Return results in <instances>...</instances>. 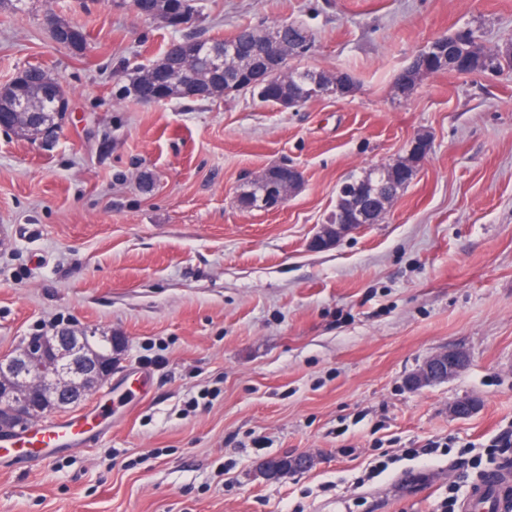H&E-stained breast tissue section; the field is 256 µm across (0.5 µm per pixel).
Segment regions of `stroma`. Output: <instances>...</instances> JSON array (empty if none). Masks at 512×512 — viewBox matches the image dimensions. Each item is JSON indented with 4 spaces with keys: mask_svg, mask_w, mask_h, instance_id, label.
Here are the masks:
<instances>
[{
    "mask_svg": "<svg viewBox=\"0 0 512 512\" xmlns=\"http://www.w3.org/2000/svg\"><path fill=\"white\" fill-rule=\"evenodd\" d=\"M193 31L298 23L295 64L354 89L279 112L240 92L147 104L138 67L173 36L131 0H31L0 9V86L57 74L70 101L44 147L0 130V354L26 336L124 337L85 401L106 432L84 448L0 469V512H441L471 480L454 454L512 426V69L399 73L430 41L474 30L512 47V0H199ZM87 36L57 44L50 16ZM429 154L390 213L312 248L351 176ZM294 164L276 212L236 197ZM465 369L405 385L432 353ZM477 401L465 418L449 404ZM439 441L448 456H413ZM311 468L263 475L271 456ZM388 469L359 484L381 458Z\"/></svg>",
    "mask_w": 512,
    "mask_h": 512,
    "instance_id": "stroma-1",
    "label": "stroma"
}]
</instances>
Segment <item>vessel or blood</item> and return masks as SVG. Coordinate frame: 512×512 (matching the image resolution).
<instances>
[{
	"label": "vessel or blood",
	"mask_w": 512,
	"mask_h": 512,
	"mask_svg": "<svg viewBox=\"0 0 512 512\" xmlns=\"http://www.w3.org/2000/svg\"><path fill=\"white\" fill-rule=\"evenodd\" d=\"M102 433L95 413L50 420L35 430L0 438V467H10L92 442ZM464 512H512V467L486 472L471 487Z\"/></svg>",
	"instance_id": "obj_1"
}]
</instances>
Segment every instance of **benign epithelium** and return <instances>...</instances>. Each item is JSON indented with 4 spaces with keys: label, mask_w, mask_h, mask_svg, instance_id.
<instances>
[{
    "label": "benign epithelium",
    "mask_w": 512,
    "mask_h": 512,
    "mask_svg": "<svg viewBox=\"0 0 512 512\" xmlns=\"http://www.w3.org/2000/svg\"><path fill=\"white\" fill-rule=\"evenodd\" d=\"M464 36L457 33L438 38L424 47L425 56L434 59L440 69L461 72L467 65L472 48L463 47ZM239 48L213 51L211 75L202 85L188 86L178 71L162 62L142 68L144 79H161L158 95H147L142 101L160 104L173 98H215L228 94L222 89L224 62L237 58ZM296 57V42L288 43L276 33L265 38L253 57L244 86L258 87L270 80H288V63ZM60 79L43 72L46 92L58 101V115L69 112V101L58 94ZM251 182L267 186L256 210L280 209L302 183L301 171L291 166L265 169ZM394 196L368 183L352 187L349 199L337 205L335 223L322 224L312 246L319 250L333 247L345 234L365 224H375L386 212ZM124 337L96 332L62 331L25 338L9 353L0 356V437L27 429L44 420L53 410L75 407L95 395L112 376V352L123 346ZM468 363L462 351H443L428 357L407 378V386L417 391L455 376Z\"/></svg>",
    "instance_id": "7a95c632"
}]
</instances>
